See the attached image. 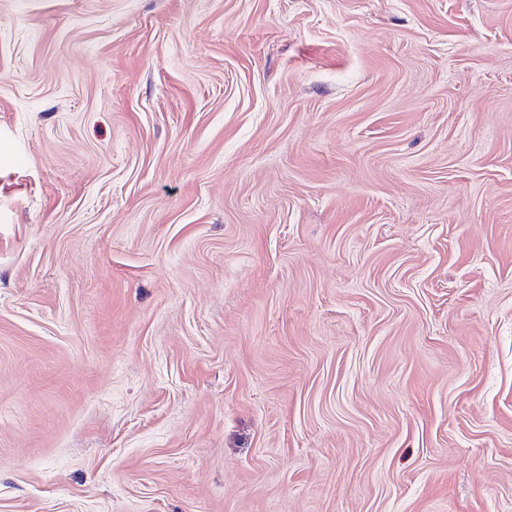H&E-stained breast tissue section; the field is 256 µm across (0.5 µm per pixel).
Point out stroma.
Here are the masks:
<instances>
[{
  "instance_id": "1",
  "label": "stroma",
  "mask_w": 512,
  "mask_h": 512,
  "mask_svg": "<svg viewBox=\"0 0 512 512\" xmlns=\"http://www.w3.org/2000/svg\"><path fill=\"white\" fill-rule=\"evenodd\" d=\"M0 512H512V0H0Z\"/></svg>"
}]
</instances>
